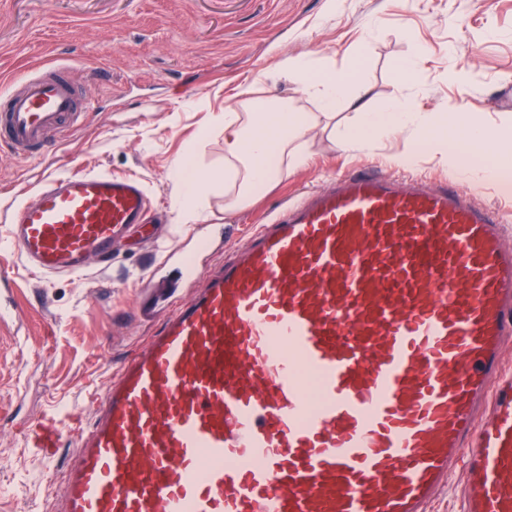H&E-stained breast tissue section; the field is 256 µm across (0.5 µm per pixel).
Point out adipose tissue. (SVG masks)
Segmentation results:
<instances>
[{"mask_svg":"<svg viewBox=\"0 0 512 512\" xmlns=\"http://www.w3.org/2000/svg\"><path fill=\"white\" fill-rule=\"evenodd\" d=\"M286 74L300 84L306 97L316 100L325 111L345 98L351 82L344 72L322 80L307 77L297 67L287 68ZM316 123L314 113L281 110L259 113L245 130L240 125L239 113H225L224 156L243 165L236 201L248 200L257 186L276 175L272 160L287 161L292 168L302 166L306 157L293 150L292 143L306 135ZM451 125L461 130L462 139L449 138L447 128ZM403 132L409 133L413 150L391 155V163L409 165L415 151L434 145L447 157L458 177L467 181L488 180L498 184L503 191L512 190V178L499 164L500 159L512 154V125L492 129L468 112L458 113L451 121L439 120L432 113L417 111L410 101L398 99L377 112H358L353 123L337 130L343 145L349 149H360L373 141Z\"/></svg>","mask_w":512,"mask_h":512,"instance_id":"1","label":"adipose tissue"}]
</instances>
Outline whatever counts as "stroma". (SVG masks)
Wrapping results in <instances>:
<instances>
[{"mask_svg": "<svg viewBox=\"0 0 512 512\" xmlns=\"http://www.w3.org/2000/svg\"><path fill=\"white\" fill-rule=\"evenodd\" d=\"M56 58L92 96L86 124L31 161L0 147V265L15 270V317L0 326V512H59L61 480L78 463L77 425L94 420L106 385L161 326L177 289L171 257L192 250L205 225L224 227L197 257L207 272L288 201L356 166L402 178L388 158L407 149L408 134L349 150L318 126L295 143L306 165L235 203L224 112L247 121L281 105L319 109L280 76L285 62L360 75L335 108L339 126L354 121V103L379 111L397 98L438 117L461 106L492 128L512 121V0H0V83ZM179 160L217 175L189 224L176 206ZM78 171L138 177L151 221L114 244L111 263L36 277L3 226L42 178ZM48 419L60 441L47 460L24 433Z\"/></svg>", "mask_w": 512, "mask_h": 512, "instance_id": "stroma-1", "label": "stroma"}]
</instances>
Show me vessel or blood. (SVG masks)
<instances>
[{
    "instance_id": "vessel-or-blood-1",
    "label": "vessel or blood",
    "mask_w": 512,
    "mask_h": 512,
    "mask_svg": "<svg viewBox=\"0 0 512 512\" xmlns=\"http://www.w3.org/2000/svg\"><path fill=\"white\" fill-rule=\"evenodd\" d=\"M69 69L0 89L16 159L71 137ZM149 210L136 177L50 175L9 239L36 275L80 274ZM506 222L452 180L363 168L188 267L199 289L106 388L61 512H427L460 461L464 512H512Z\"/></svg>"
}]
</instances>
